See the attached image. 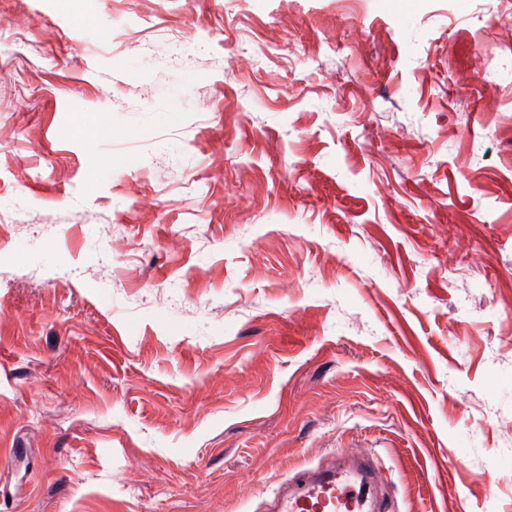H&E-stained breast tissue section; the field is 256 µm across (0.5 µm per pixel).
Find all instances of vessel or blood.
<instances>
[{"label": "vessel or blood", "mask_w": 512, "mask_h": 512, "mask_svg": "<svg viewBox=\"0 0 512 512\" xmlns=\"http://www.w3.org/2000/svg\"><path fill=\"white\" fill-rule=\"evenodd\" d=\"M271 512H392L371 456L298 471L272 496Z\"/></svg>", "instance_id": "b4317fda"}]
</instances>
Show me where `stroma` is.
Wrapping results in <instances>:
<instances>
[{
	"instance_id": "obj_1",
	"label": "stroma",
	"mask_w": 512,
	"mask_h": 512,
	"mask_svg": "<svg viewBox=\"0 0 512 512\" xmlns=\"http://www.w3.org/2000/svg\"><path fill=\"white\" fill-rule=\"evenodd\" d=\"M341 453L512 512V0H0V512Z\"/></svg>"
}]
</instances>
